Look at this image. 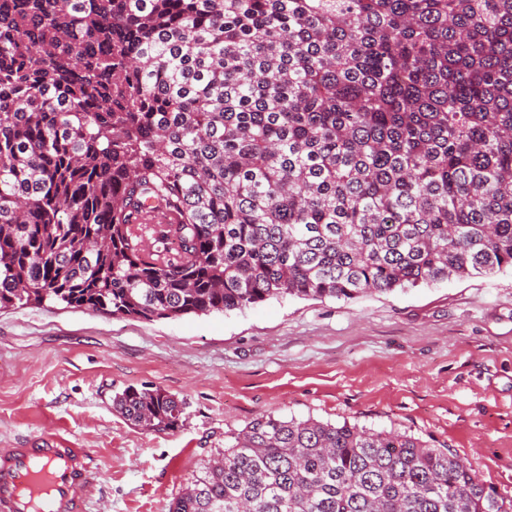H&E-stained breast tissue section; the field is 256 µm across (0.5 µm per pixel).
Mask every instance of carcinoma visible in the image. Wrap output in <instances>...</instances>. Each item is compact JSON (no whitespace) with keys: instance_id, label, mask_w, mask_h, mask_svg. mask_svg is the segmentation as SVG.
<instances>
[{"instance_id":"carcinoma-1","label":"carcinoma","mask_w":512,"mask_h":512,"mask_svg":"<svg viewBox=\"0 0 512 512\" xmlns=\"http://www.w3.org/2000/svg\"><path fill=\"white\" fill-rule=\"evenodd\" d=\"M509 268L512 0H0V309L176 319ZM113 404L183 423L159 388ZM168 512L512 501L405 432L269 414Z\"/></svg>"}]
</instances>
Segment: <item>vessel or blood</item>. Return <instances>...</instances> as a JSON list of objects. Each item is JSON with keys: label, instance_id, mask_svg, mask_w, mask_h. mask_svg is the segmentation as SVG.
Here are the masks:
<instances>
[{"label": "vessel or blood", "instance_id": "obj_1", "mask_svg": "<svg viewBox=\"0 0 512 512\" xmlns=\"http://www.w3.org/2000/svg\"><path fill=\"white\" fill-rule=\"evenodd\" d=\"M96 469L87 448H0V512H88Z\"/></svg>", "mask_w": 512, "mask_h": 512}]
</instances>
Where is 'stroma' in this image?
I'll use <instances>...</instances> for the list:
<instances>
[{
    "mask_svg": "<svg viewBox=\"0 0 512 512\" xmlns=\"http://www.w3.org/2000/svg\"><path fill=\"white\" fill-rule=\"evenodd\" d=\"M130 386L183 401L182 426L131 425L112 406ZM265 414L405 430L512 500V271L154 321L0 310V447L92 449L91 512H167L225 434Z\"/></svg>",
    "mask_w": 512,
    "mask_h": 512,
    "instance_id": "stroma-1",
    "label": "stroma"
}]
</instances>
